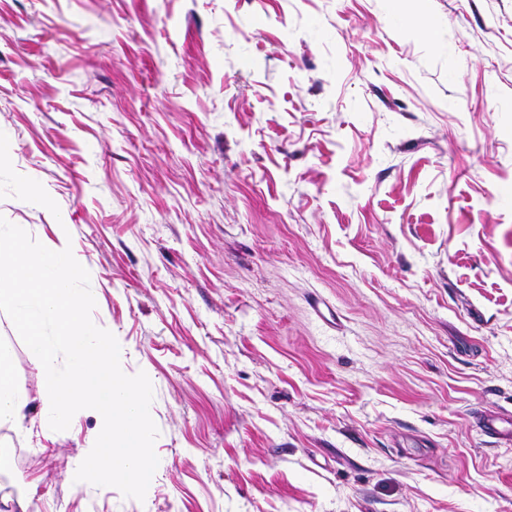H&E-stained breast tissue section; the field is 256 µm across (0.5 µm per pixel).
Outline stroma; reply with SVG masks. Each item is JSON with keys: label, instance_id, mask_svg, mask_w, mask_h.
Segmentation results:
<instances>
[{"label": "stroma", "instance_id": "1", "mask_svg": "<svg viewBox=\"0 0 512 512\" xmlns=\"http://www.w3.org/2000/svg\"><path fill=\"white\" fill-rule=\"evenodd\" d=\"M434 28L424 31V20ZM0 131L154 391L144 500L87 412L0 429L29 512H512V0H0Z\"/></svg>", "mask_w": 512, "mask_h": 512}]
</instances>
